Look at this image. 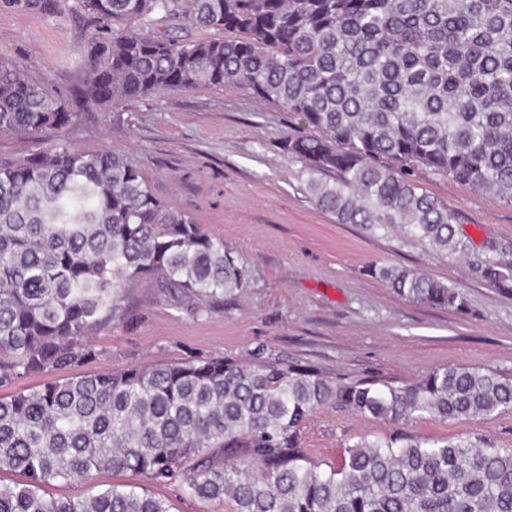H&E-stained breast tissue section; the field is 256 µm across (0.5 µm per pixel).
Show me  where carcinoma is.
Masks as SVG:
<instances>
[{
	"label": "carcinoma",
	"instance_id": "obj_1",
	"mask_svg": "<svg viewBox=\"0 0 512 512\" xmlns=\"http://www.w3.org/2000/svg\"><path fill=\"white\" fill-rule=\"evenodd\" d=\"M85 24L83 79L70 95L0 53V132L31 153L0 162V512H170L134 484L82 500L55 481L102 471L180 481L236 512H512V447L485 437L429 440L405 429L344 444L326 468L304 448L319 409L399 423L489 420L512 411V374L466 366L404 386L330 380L310 367L221 357L52 380L86 357L129 288L216 297L246 285L224 239L170 210L141 169L71 134L90 110L202 85L277 104L283 147L314 202L339 224L399 225L431 252L471 244L461 217L419 173L512 203V0H73ZM164 31H159V28ZM186 27L231 32L203 41ZM512 284V257L473 263ZM373 277L407 301L463 309V295L394 265Z\"/></svg>",
	"mask_w": 512,
	"mask_h": 512
}]
</instances>
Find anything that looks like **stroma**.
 Wrapping results in <instances>:
<instances>
[{
  "label": "stroma",
  "mask_w": 512,
  "mask_h": 512,
  "mask_svg": "<svg viewBox=\"0 0 512 512\" xmlns=\"http://www.w3.org/2000/svg\"><path fill=\"white\" fill-rule=\"evenodd\" d=\"M71 5L57 0L49 15L22 0H0V51L65 95L83 76L84 23ZM289 132L276 104L225 88L157 94L114 113L85 112L73 145L109 149L139 165L154 196L223 238L248 279L215 299H175L147 283L130 289L122 314L87 337L91 357L56 371V378L216 356L280 360L333 380L373 377L395 386L457 365L512 373V288L476 278L471 256L450 260L428 252L400 228L374 233L337 223L314 204L301 164L284 150ZM420 184L460 214L474 243L489 240L512 251V204L442 177L425 174ZM372 264L427 273L461 291L467 307L410 303L370 275ZM404 427L430 439L482 434L512 445V413L447 422L419 416ZM392 430L326 408L311 417L305 446L314 460L332 464L345 441ZM132 482L170 512L236 510L232 499L197 498L179 483L129 472H102L86 484L56 482L46 493L81 500Z\"/></svg>",
  "instance_id": "obj_1"
}]
</instances>
